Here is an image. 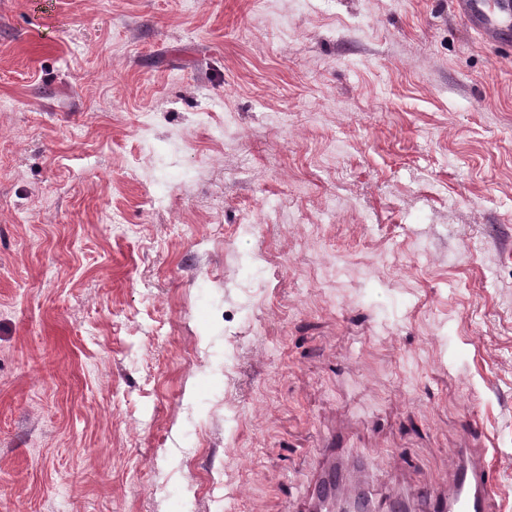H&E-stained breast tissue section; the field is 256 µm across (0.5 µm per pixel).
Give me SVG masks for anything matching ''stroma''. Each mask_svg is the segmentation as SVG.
Returning <instances> with one entry per match:
<instances>
[{
	"mask_svg": "<svg viewBox=\"0 0 512 512\" xmlns=\"http://www.w3.org/2000/svg\"><path fill=\"white\" fill-rule=\"evenodd\" d=\"M466 442L512 512V59L452 0H0V512L348 450L413 506Z\"/></svg>",
	"mask_w": 512,
	"mask_h": 512,
	"instance_id": "35a3bbf8",
	"label": "stroma"
}]
</instances>
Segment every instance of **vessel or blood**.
I'll return each mask as SVG.
<instances>
[{
    "label": "vessel or blood",
    "mask_w": 512,
    "mask_h": 512,
    "mask_svg": "<svg viewBox=\"0 0 512 512\" xmlns=\"http://www.w3.org/2000/svg\"><path fill=\"white\" fill-rule=\"evenodd\" d=\"M457 13L481 38L512 54V0H499L489 6L487 0H454ZM455 474L444 494L424 497L426 512H492L495 496L491 490L487 451L483 448L454 449ZM336 466H326L309 493L308 507L316 512L320 499L346 496L362 500L377 498L371 486L347 488L336 476Z\"/></svg>",
    "instance_id": "b4317fda"
}]
</instances>
